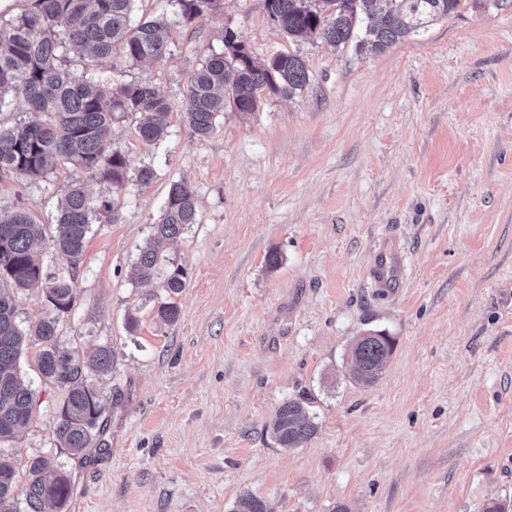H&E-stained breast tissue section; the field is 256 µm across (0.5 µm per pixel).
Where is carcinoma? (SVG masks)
<instances>
[{"instance_id": "obj_1", "label": "carcinoma", "mask_w": 512, "mask_h": 512, "mask_svg": "<svg viewBox=\"0 0 512 512\" xmlns=\"http://www.w3.org/2000/svg\"><path fill=\"white\" fill-rule=\"evenodd\" d=\"M29 6L0 16V112L12 97L24 100L28 120L0 124V180L43 176L53 162L69 164L87 178L121 184L127 177L124 153L107 137L116 114H141L137 135L155 144L169 124L171 107L148 80L117 85L94 74L105 59L119 57L137 64L161 60L169 45L156 19L131 23L137 0H28ZM269 18L292 41L320 40L332 47L355 44L357 50L381 53L419 32L439 16L458 7L460 0H262ZM185 23L219 10L222 0H175ZM223 50L208 54L187 89L182 120L193 134L207 137L217 119L231 108L249 113L268 91L291 97L307 88L310 75L295 54L277 53L264 64L252 58L246 45L226 29ZM80 67H72V57ZM121 219L115 202L93 198L82 183L71 186L61 200L51 247L71 267L81 260L91 224ZM197 221L196 194L185 180L170 184L155 224L152 240L140 252L137 272L156 269L160 245L179 238ZM45 236L43 225L25 209L0 217V444L10 442L28 424L32 392L20 381L17 361L32 341L41 349L39 370L64 391L53 434L59 446L82 456L103 431L102 396L90 374L112 369L115 354L100 345L88 355L69 350L58 340L59 319L73 306L74 278L43 271L36 244ZM186 271L176 266L162 281L167 295L156 315L173 323L179 309L174 296L185 285ZM42 291L54 316L20 329L17 295ZM393 351L392 340L381 334L360 337L351 351V376L362 385L380 377ZM317 432V423L298 399L284 402L266 428L281 448H296ZM28 482L21 491L24 512L63 509L72 484L70 476L51 457H35L27 465ZM17 469L0 454V507L15 498ZM232 512H269L265 501L247 494Z\"/></svg>"}]
</instances>
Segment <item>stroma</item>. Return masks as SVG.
<instances>
[{"mask_svg": "<svg viewBox=\"0 0 512 512\" xmlns=\"http://www.w3.org/2000/svg\"><path fill=\"white\" fill-rule=\"evenodd\" d=\"M135 14L165 18L169 54L101 71L150 80L170 123L148 146L137 114L113 122L127 178L84 182L122 218L92 224L59 323L64 346L116 353L93 379L104 431L82 458L58 446L62 392L28 345L32 418L0 445L19 481L30 459L53 457L72 479L64 512H231L245 494L270 512H485L512 500V7L460 0L378 54L288 40L260 0H223L189 25L173 0H138ZM228 28L258 61L299 55L310 84L263 93L199 138L181 119L184 96ZM145 166L148 185L136 180ZM181 178L198 213L164 251L186 270L170 324L155 314L160 276L132 270ZM78 179L58 164L2 180L0 216L23 207L52 230ZM387 246L401 259L390 294L370 277ZM366 333L394 342L369 386L351 377ZM291 398L318 430L285 450L265 429Z\"/></svg>", "mask_w": 512, "mask_h": 512, "instance_id": "stroma-1", "label": "stroma"}]
</instances>
